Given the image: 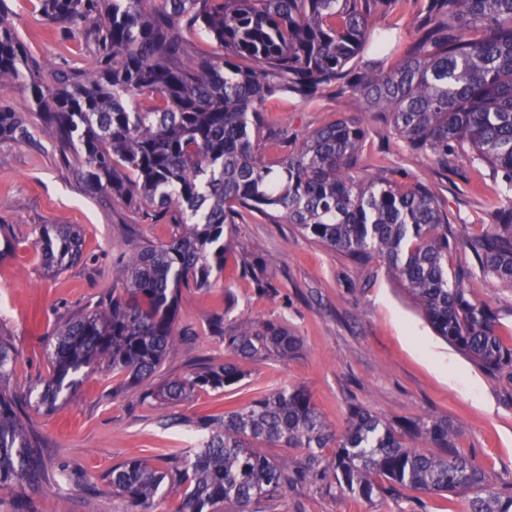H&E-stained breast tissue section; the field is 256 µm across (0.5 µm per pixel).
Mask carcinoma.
I'll return each instance as SVG.
<instances>
[{"mask_svg": "<svg viewBox=\"0 0 512 512\" xmlns=\"http://www.w3.org/2000/svg\"><path fill=\"white\" fill-rule=\"evenodd\" d=\"M401 0H35L51 21L92 33L93 70H48L28 54L0 0V91L24 85L42 130L83 158L82 177L135 212L169 218L178 232L137 246L122 291L103 297L59 327L48 359L52 376L39 401L51 407L79 374L107 369L136 390L181 341L178 296L209 288L224 272V226L259 213L364 264L378 255L390 278L435 333L486 371L512 380V347L497 331L500 312L473 295L489 278L512 288V0H422L415 34L402 50L369 41L374 18ZM202 31L219 52L198 59L187 35ZM399 53L389 66L359 69L368 50ZM359 91L366 114L383 117L426 161L487 166L505 198L481 231L458 235L421 181L401 186L380 171L360 172L364 129L346 119L313 130L297 150L265 161L257 143L262 108L288 93L314 99L332 87ZM0 138L27 143V118L0 94ZM34 247L52 272L79 258L80 233L41 224ZM464 250L474 266L450 259ZM224 349L244 361L286 358L301 347L287 327L244 319L227 327ZM13 345L0 338V488L35 490L69 479L44 462L15 396L1 384ZM235 362L202 364L147 396L187 400L242 380ZM196 448L112 468L109 483L139 512L161 489L180 498L176 512H250L288 488V464L260 444L307 450L301 475L332 479L342 494L366 500L397 488L469 493V512H512V491L496 489L456 445L448 420L387 422L352 405L338 434L301 387L284 388L227 410ZM423 438L435 453L407 443ZM333 449L325 460L320 449Z\"/></svg>", "mask_w": 512, "mask_h": 512, "instance_id": "obj_1", "label": "carcinoma"}]
</instances>
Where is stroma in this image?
Returning a JSON list of instances; mask_svg holds the SVG:
<instances>
[{
    "label": "stroma",
    "mask_w": 512,
    "mask_h": 512,
    "mask_svg": "<svg viewBox=\"0 0 512 512\" xmlns=\"http://www.w3.org/2000/svg\"><path fill=\"white\" fill-rule=\"evenodd\" d=\"M14 24L30 57L55 69L89 70L96 45L87 34H66L30 0H15ZM418 14L403 0L380 17L371 39L408 40ZM14 107L26 113L29 144L0 139V222L15 240L0 256V335L17 350L9 386L25 400L24 422L43 446L49 465L66 466L70 482L31 491L35 512H128L108 475L133 459L165 467L169 449L184 445L197 421L220 417L248 399L288 386L307 389L332 430H342L350 405L370 409L392 423L429 416L460 431L459 446L475 456L497 488L512 487V380L479 368L437 336L422 314L389 278L381 258L358 265L327 249L292 224H273L260 214L227 225L230 243L224 277L210 289L185 288L178 298V327L189 344L171 348L152 386L180 377L195 364H221L230 355L217 321L245 318L288 327L301 348L287 359L245 362L244 379L221 392L201 391L186 401L158 402L119 389L111 372L84 377L54 407L38 402L50 364L51 332L72 315L121 289L124 265L135 242H165L173 225L131 211L109 192L93 189L60 145L40 131L41 120L24 87L6 88ZM359 94L326 91L303 100L287 94L264 106L267 134L279 145L267 158L293 150L305 134L345 117L365 131L362 169H382L393 181L426 183L450 223H488L503 187L477 162L447 172L417 158L380 118L364 117ZM40 224H72L81 233V257L55 274L42 266L33 247ZM266 263L267 288L242 275L243 259ZM257 512H468L462 494L404 489L365 500L340 494L327 480L293 483L285 496L269 497Z\"/></svg>",
    "instance_id": "stroma-1"
}]
</instances>
